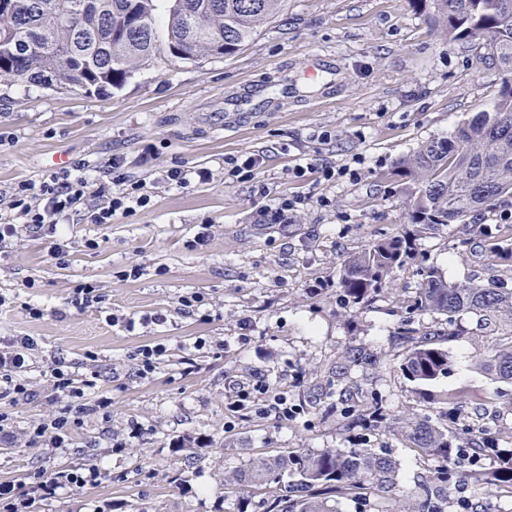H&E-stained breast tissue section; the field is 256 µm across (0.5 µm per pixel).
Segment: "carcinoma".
Wrapping results in <instances>:
<instances>
[{
  "mask_svg": "<svg viewBox=\"0 0 512 512\" xmlns=\"http://www.w3.org/2000/svg\"><path fill=\"white\" fill-rule=\"evenodd\" d=\"M159 0H10L0 14V78L45 88L107 94L156 55L177 48L176 58L195 63L240 50L256 29L275 16L283 0H166V38L159 40ZM434 20L448 41L475 53L479 65L499 64V90L488 108L460 123L446 137L421 144L385 173L404 186L408 223L415 226L371 241L352 253L340 273L347 300L369 305L417 250V237L435 224H464L476 211L512 197V0H434ZM413 312L453 320L463 313L490 316L502 329L501 343L481 359L479 369L512 385V289L476 280L450 281L435 268L422 274ZM406 344L403 372L430 384L448 374V351L406 323L398 332ZM403 434L419 455L431 460L436 488L404 495L403 508L385 512H444L454 489L440 468L456 459V438L426 417L403 419ZM297 476L268 512H335L331 494H374L395 490L396 461L360 448H324L291 455L256 454L248 465L224 474L226 493H254ZM470 480L492 493L512 495V452L489 469L473 470Z\"/></svg>",
  "mask_w": 512,
  "mask_h": 512,
  "instance_id": "carcinoma-1",
  "label": "carcinoma"
}]
</instances>
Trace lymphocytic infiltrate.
<instances>
[{
    "label": "lymphocytic infiltrate",
    "instance_id": "obj_1",
    "mask_svg": "<svg viewBox=\"0 0 512 512\" xmlns=\"http://www.w3.org/2000/svg\"><path fill=\"white\" fill-rule=\"evenodd\" d=\"M118 167L117 159L108 161L107 168L113 171L114 177L107 187L94 186L88 167L82 164L52 172L36 186L18 185L7 212H0V245L22 232L35 236L50 233L54 236L51 253L59 258L65 255L67 242L56 237L55 232L58 224L70 216H80L87 223L103 228L117 217L130 216L137 209L146 207L150 198L142 182L119 174ZM94 191L102 196V203L90 204L89 196ZM34 346V339L29 336L0 339V401L14 406L35 398L36 391L25 377ZM48 373L54 399L74 401L81 414L108 413V399L101 398L91 404L84 402V390L77 385L64 362H53ZM237 402L249 404L257 414L266 418L285 420L290 415L286 395L270 391L260 380L240 385ZM71 424V416L66 411L38 421L26 431V442L30 447L43 449L45 454H56L67 448ZM102 477V472L97 470L73 472L63 478L38 475L27 498L1 500L0 512H26L35 501L55 498L64 485L94 486Z\"/></svg>",
    "mask_w": 512,
    "mask_h": 512
}]
</instances>
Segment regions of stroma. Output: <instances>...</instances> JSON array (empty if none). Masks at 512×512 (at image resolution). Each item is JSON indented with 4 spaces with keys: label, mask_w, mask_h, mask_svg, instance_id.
<instances>
[{
    "label": "stroma",
    "mask_w": 512,
    "mask_h": 512,
    "mask_svg": "<svg viewBox=\"0 0 512 512\" xmlns=\"http://www.w3.org/2000/svg\"><path fill=\"white\" fill-rule=\"evenodd\" d=\"M433 14L431 0H285L235 55L158 58L108 98L0 82V208L19 184L53 172L59 154L99 169L119 158L151 196L103 229L70 217L59 228L64 260L51 256L46 237L0 249V336L37 343L27 372L37 395L10 407L11 434L0 435V489L20 493L40 470L97 467L101 483L65 487L40 512H266L277 489L224 496L215 491L224 473L255 453L369 448L397 461L405 490L433 470L399 432L408 413L429 416L459 445L477 431L512 449V386L478 370L497 338L476 315L439 337L451 367L428 385L403 373L394 336L408 317L435 327L411 313L425 268L512 288V228L485 240L477 226L492 218L487 209L470 225L425 230L388 292L363 309L338 284L351 253L405 227V193L384 172L497 95L494 70L448 43ZM323 56L334 73L310 76ZM218 121L223 130H214ZM249 152L262 156L260 168L246 180L230 176L229 159ZM300 157L311 168L290 179ZM180 163L208 168L212 182L160 184ZM350 165L357 179L323 180L324 167ZM285 194L304 200L291 221L263 223ZM81 282L100 289L99 306L76 308ZM193 292L204 303L188 314L181 298ZM32 307L40 317L29 316ZM145 314L165 321L131 331L109 321ZM158 343L165 351L155 372L138 377L134 355ZM358 348L369 360L351 362ZM55 361L79 376L96 370L87 398H111L112 413L80 417L66 451L47 458L25 446L24 433L59 409L45 374ZM257 376L287 392L295 420L236 407L238 383ZM460 388L479 398L453 417L441 395ZM375 402L383 422L348 425Z\"/></svg>",
    "instance_id": "35a3bbf8"
}]
</instances>
